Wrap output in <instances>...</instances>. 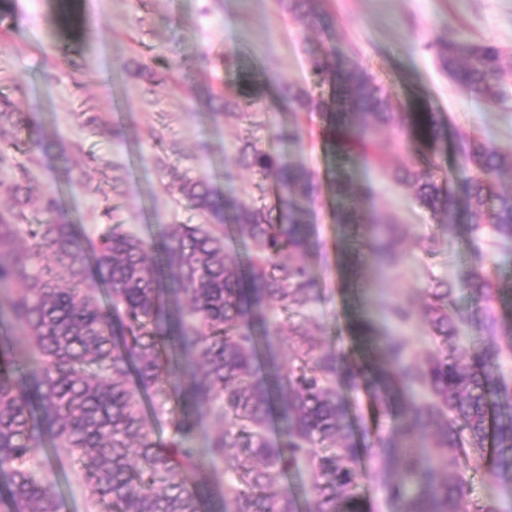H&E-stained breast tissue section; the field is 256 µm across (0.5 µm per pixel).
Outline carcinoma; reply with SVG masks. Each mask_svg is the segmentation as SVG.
I'll return each instance as SVG.
<instances>
[{
  "instance_id": "carcinoma-1",
  "label": "carcinoma",
  "mask_w": 512,
  "mask_h": 512,
  "mask_svg": "<svg viewBox=\"0 0 512 512\" xmlns=\"http://www.w3.org/2000/svg\"><path fill=\"white\" fill-rule=\"evenodd\" d=\"M280 2L292 14L318 17L319 0ZM432 47L441 69L472 96L512 101L498 46L450 35ZM308 54L314 77L336 87L337 155L368 144L370 159L382 163L400 142L380 130L410 122L425 140L442 137L435 113L395 109L356 60L336 61L333 47ZM262 94L244 81L224 98V111L249 109ZM24 131L33 133L34 121L3 103L0 162ZM458 151L476 172L462 200L436 179L425 155L421 168L395 169L391 178L413 185L434 214L464 206L475 229L488 224L495 243L509 247L512 194L499 192L497 182L512 174V152L468 133L460 135ZM237 153L277 186L275 204L219 195L207 178H189L180 191L207 223L170 224L148 239L115 224L88 242L53 195L41 201L42 222L22 224L27 187H7L14 209L0 211V288L10 290L0 304V507L62 512L46 468L65 454L90 501L105 512H207L203 490L213 486L217 512H302L298 499L273 487L303 468L313 491L307 512H372L358 492L361 449L342 394L372 386L381 405L398 409L393 434L366 448L380 467L395 470L383 482L389 512H499L491 502L470 500L465 470L512 485V385L500 375L501 347L483 343L463 357L448 350L472 317L456 308L455 288L441 283L423 310L439 342L433 353L414 356L405 337L393 335L377 341V361L345 359L309 330V311L320 300L312 271L281 262L313 246V174L249 139ZM228 223L248 242L246 266L224 245ZM398 237L397 224L369 226L378 265H395ZM59 268L69 277L64 287ZM464 286L483 303L480 330L497 334L493 281L475 270ZM275 304L297 322L291 360L276 370L272 389L254 365L256 329L273 334ZM386 315L404 323L416 312L394 303ZM274 407L283 429L277 443L267 436ZM149 413L168 417V435L148 424ZM201 418L209 419L210 432L198 448Z\"/></svg>"
}]
</instances>
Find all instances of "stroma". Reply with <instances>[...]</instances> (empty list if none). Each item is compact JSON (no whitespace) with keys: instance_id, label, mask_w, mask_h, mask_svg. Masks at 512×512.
Masks as SVG:
<instances>
[{"instance_id":"stroma-1","label":"stroma","mask_w":512,"mask_h":512,"mask_svg":"<svg viewBox=\"0 0 512 512\" xmlns=\"http://www.w3.org/2000/svg\"><path fill=\"white\" fill-rule=\"evenodd\" d=\"M63 0H15L0 17V98L30 114L29 142L0 164V209L10 208L7 185L25 181L33 201L56 195L89 238L111 225L141 236L169 224H199L179 190L183 178L206 176L222 193L274 203V184L237 159L241 139L284 163H304L318 186L311 209L313 248L306 259L320 292L310 327L351 358L369 357L375 338L396 331L415 355L436 341L423 319L395 326L384 315L391 302L419 308L438 283L457 285V305L475 312L463 288L470 270L486 268L496 292L493 312L512 324V248L492 246L466 216L436 215L413 187L389 169L433 157L440 176L464 194L472 171L459 159L458 133L469 131L512 151V107L472 97L443 72L430 43L439 36L491 42L507 59L512 84V0H322L327 27L308 25L278 0H76L78 21L62 19ZM335 47L356 59L393 104L438 114L446 136L435 142L404 134L405 147L385 166L351 161L330 149L331 117L322 110L283 112L284 86L331 103L333 89L317 84L308 50ZM234 53L226 65V53ZM262 86L261 101L242 116L213 111L214 97L242 80ZM302 144L283 132L293 124ZM344 172L351 185L371 184L372 196L336 199L331 182ZM356 212L357 223H334L335 209ZM400 224L402 258L393 267L372 262L369 224ZM370 323L372 335L356 333ZM67 456L53 458L48 479L63 512H88L84 485L71 476Z\"/></svg>"}]
</instances>
